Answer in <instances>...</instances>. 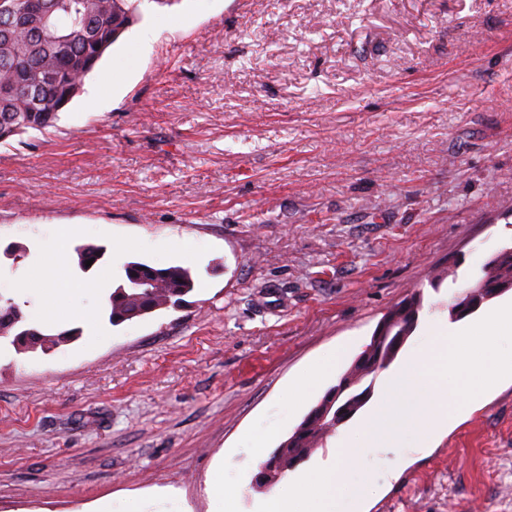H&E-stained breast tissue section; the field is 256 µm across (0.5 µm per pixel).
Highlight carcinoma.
Returning <instances> with one entry per match:
<instances>
[{
	"mask_svg": "<svg viewBox=\"0 0 512 512\" xmlns=\"http://www.w3.org/2000/svg\"><path fill=\"white\" fill-rule=\"evenodd\" d=\"M50 16L32 13L21 26L0 27V145H7L30 130L55 127L59 114L80 95L84 79L105 52L140 17L144 0H55ZM9 64H3V61ZM105 249L87 244L76 249L78 266L98 262ZM483 276L462 295L487 289L483 301L512 289V249H502L482 267ZM195 287L190 270L180 266H154L130 262L124 281L108 297L109 322L120 325L157 310L186 303ZM421 298L414 296L389 310L387 331L409 337L417 327ZM77 329L51 330L26 324L20 305L0 295V339H8L18 352L57 349L76 336ZM399 350L378 349L369 343L340 380L347 392L327 417L320 410L335 391L304 417L292 434L270 454L261 468V484L272 483L306 460L313 449L336 432V409L347 408L352 419L370 400L366 383L387 369Z\"/></svg>",
	"mask_w": 512,
	"mask_h": 512,
	"instance_id": "cac0c4a2",
	"label": "carcinoma"
}]
</instances>
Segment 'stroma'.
<instances>
[{"label": "stroma", "mask_w": 512, "mask_h": 512, "mask_svg": "<svg viewBox=\"0 0 512 512\" xmlns=\"http://www.w3.org/2000/svg\"><path fill=\"white\" fill-rule=\"evenodd\" d=\"M505 247L512 0H144L55 128L0 147V295L36 325L53 284L81 330L0 344V512H212L219 468L252 512L243 439L291 434L289 383L336 351L337 384L417 295L414 348ZM131 261L196 290L111 325ZM366 454V512H512V382L435 447Z\"/></svg>", "instance_id": "stroma-1"}]
</instances>
